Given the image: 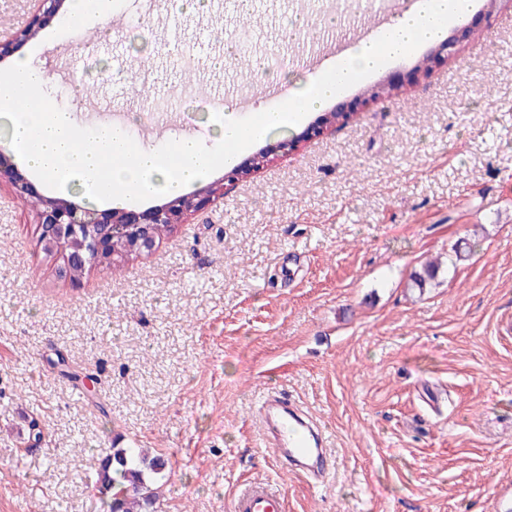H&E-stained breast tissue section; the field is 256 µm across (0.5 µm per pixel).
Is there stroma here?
Here are the masks:
<instances>
[{
	"mask_svg": "<svg viewBox=\"0 0 512 512\" xmlns=\"http://www.w3.org/2000/svg\"><path fill=\"white\" fill-rule=\"evenodd\" d=\"M473 2L456 58L415 78L427 47L391 61L339 95L358 103L346 122L292 152L275 146L301 126L272 131L262 168L79 282L0 183V512H106L91 485L120 435L167 459L162 512H230L253 481L287 512H497L512 495V0ZM137 8L52 21L0 73L30 54L80 126L103 106L137 133L172 109L205 140L210 89L317 78L289 61L283 24L320 34L336 0ZM390 75L398 89L361 100ZM270 387L327 429V483L275 462L255 420Z\"/></svg>",
	"mask_w": 512,
	"mask_h": 512,
	"instance_id": "35a3bbf8",
	"label": "stroma"
}]
</instances>
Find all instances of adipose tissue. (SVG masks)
Wrapping results in <instances>:
<instances>
[{
    "label": "adipose tissue",
    "instance_id": "obj_1",
    "mask_svg": "<svg viewBox=\"0 0 512 512\" xmlns=\"http://www.w3.org/2000/svg\"><path fill=\"white\" fill-rule=\"evenodd\" d=\"M471 6L472 0H419L415 10L381 35L359 42L336 58L325 76L292 92L290 111L218 115L212 147L185 137L173 147L138 148L128 127L84 128L66 108L54 104L45 111L30 105L24 100L26 93L43 85L45 78L27 60L0 74V118L9 123V145L22 166L60 191L79 182L92 206L134 197L176 196L202 179L213 165L227 160L229 152L243 154L270 130L299 124L345 87L373 72L376 65L435 41Z\"/></svg>",
    "mask_w": 512,
    "mask_h": 512
}]
</instances>
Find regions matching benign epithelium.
Here are the masks:
<instances>
[{
  "instance_id": "7a95c632",
  "label": "benign epithelium",
  "mask_w": 512,
  "mask_h": 512,
  "mask_svg": "<svg viewBox=\"0 0 512 512\" xmlns=\"http://www.w3.org/2000/svg\"><path fill=\"white\" fill-rule=\"evenodd\" d=\"M38 2L41 3L42 10L32 18L28 26L17 32L11 40L0 41V60L12 54L21 44L35 38L58 15L65 0ZM468 30L470 25L463 24L454 34L434 46L428 52V62H440L451 56L455 47L465 39ZM327 128L326 122L319 120L295 138L277 144L275 150L290 151L298 143L320 136ZM271 152L272 149L264 148L224 173L222 178L192 193L143 211L117 207L99 211L69 199L38 195L33 192L31 184L18 166L1 149L0 180L8 181L16 194L23 198L39 199L40 206L36 215L37 224L42 229L43 242L49 247L62 245L68 250L59 270L60 275L65 277L75 262L85 264L109 254L115 257L152 251L156 245V225L178 224L189 215L206 208L210 202L224 196L227 185L257 170L256 159L268 161Z\"/></svg>"
}]
</instances>
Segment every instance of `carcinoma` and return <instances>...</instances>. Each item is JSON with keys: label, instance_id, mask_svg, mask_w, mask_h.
<instances>
[{"label": "carcinoma", "instance_id": "1", "mask_svg": "<svg viewBox=\"0 0 512 512\" xmlns=\"http://www.w3.org/2000/svg\"><path fill=\"white\" fill-rule=\"evenodd\" d=\"M167 462L140 448H115L101 459L94 488L108 512H157V483Z\"/></svg>", "mask_w": 512, "mask_h": 512}]
</instances>
